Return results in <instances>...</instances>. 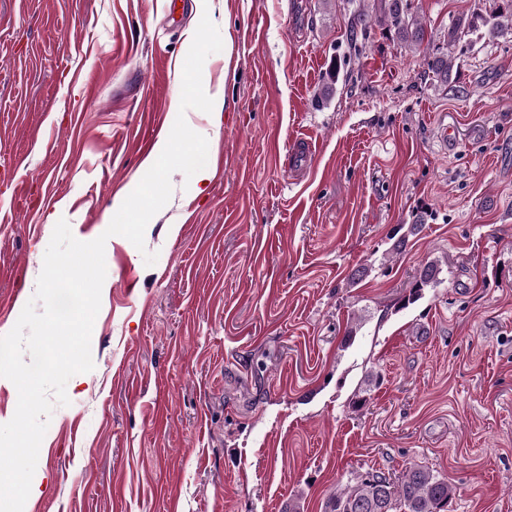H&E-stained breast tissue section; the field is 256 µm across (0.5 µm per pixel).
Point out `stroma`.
<instances>
[{
  "label": "stroma",
  "instance_id": "stroma-1",
  "mask_svg": "<svg viewBox=\"0 0 512 512\" xmlns=\"http://www.w3.org/2000/svg\"><path fill=\"white\" fill-rule=\"evenodd\" d=\"M494 2L414 8L443 50L449 20ZM383 10L0 0V335L56 223L96 239L144 176L202 15L232 45L202 71L226 88L220 120L185 113L218 139L214 177L172 174L144 249L108 238L94 368L53 410L24 512H325L354 475L415 464L454 487L450 512H512V35L479 40L443 85ZM295 139L313 145L303 169ZM433 261L438 287L399 309Z\"/></svg>",
  "mask_w": 512,
  "mask_h": 512
}]
</instances>
